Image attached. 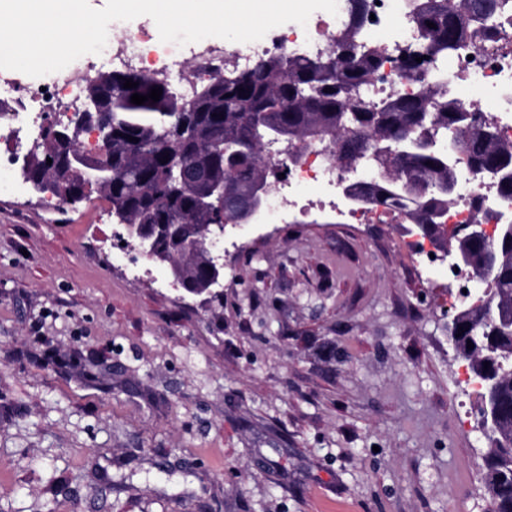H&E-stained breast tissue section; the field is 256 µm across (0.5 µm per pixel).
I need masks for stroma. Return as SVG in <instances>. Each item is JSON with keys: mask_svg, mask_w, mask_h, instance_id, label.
Listing matches in <instances>:
<instances>
[{"mask_svg": "<svg viewBox=\"0 0 512 512\" xmlns=\"http://www.w3.org/2000/svg\"><path fill=\"white\" fill-rule=\"evenodd\" d=\"M111 212L0 196V512H491L410 225H240L205 303Z\"/></svg>", "mask_w": 512, "mask_h": 512, "instance_id": "stroma-1", "label": "stroma"}]
</instances>
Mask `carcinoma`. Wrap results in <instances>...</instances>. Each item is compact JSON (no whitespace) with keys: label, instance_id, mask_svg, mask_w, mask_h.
<instances>
[{"label":"carcinoma","instance_id":"carcinoma-1","mask_svg":"<svg viewBox=\"0 0 512 512\" xmlns=\"http://www.w3.org/2000/svg\"><path fill=\"white\" fill-rule=\"evenodd\" d=\"M367 2L349 0L352 23L323 52L326 66L314 57L278 52L250 69H215L189 98L152 72L99 74L83 96H97L109 118L110 156L103 161L82 153L74 128L64 138L43 133L26 174L41 190L75 205L90 195L86 171L108 165L112 177L96 193L112 204L114 223L150 228L153 257L170 264L184 290L204 302L212 299V259L203 227L217 213L202 208L199 198L209 182H224V223H247L242 202L256 182L270 183L265 159L273 138L281 148L299 140L324 143L351 167L367 161L379 178L362 192V204L397 211L427 236L444 229L448 184L469 169L497 175L499 193L511 197L512 167L501 164L503 157L512 158V143L491 134L494 127L478 122L447 92L448 61L486 38L503 4L407 0L415 47L403 50L389 73L395 90L367 102L360 88L381 78L386 63L383 47L362 26ZM127 79L137 87L124 88ZM155 86L162 89L159 101L131 103L133 94L147 95ZM172 155L201 179L172 173L170 163H161ZM451 239L456 257L478 264L489 251L496 255L494 275L483 281L495 323L489 326L479 311L464 310L452 316L448 331L480 384L477 409L486 416L488 441L483 482L492 512H512V232L490 242ZM480 331L487 335L483 344L467 348Z\"/></svg>","mask_w":512,"mask_h":512}]
</instances>
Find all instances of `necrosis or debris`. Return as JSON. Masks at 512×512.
<instances>
[{
	"label": "necrosis or debris",
	"instance_id": "necrosis-or-debris-1",
	"mask_svg": "<svg viewBox=\"0 0 512 512\" xmlns=\"http://www.w3.org/2000/svg\"><path fill=\"white\" fill-rule=\"evenodd\" d=\"M371 17L364 22L368 34L388 33L385 42L387 57H395L398 50L414 43V31L409 23L405 0H377L370 5ZM350 23L347 0H338L337 14L318 13L309 17L306 25L289 24L280 30L272 44L250 42L232 51L200 42L183 48L176 46L157 51L148 35L135 32L120 39L108 41L103 52L92 55L85 63L77 64L40 79L26 81L18 77L0 75V195L18 194L26 190L25 166L30 154L29 139L41 124L44 113L55 112L57 120H68V113L58 111L59 101L77 103L83 86L94 67L115 71L127 68L161 70L165 79L182 91L192 89L195 81L207 76L217 63L233 61L239 68L253 67L266 56L269 47L309 57L322 52L332 37ZM495 41L482 42L471 52L456 55L449 69L457 80V92H472V111L491 118L500 140L512 142V6L506 8L494 21ZM301 163L285 161L283 156H269L267 162L276 175L270 183L268 212L278 216L290 208L309 211L318 205L337 209L343 188L373 180L374 172L367 163H359L350 170H342L330 147L307 143L302 147ZM296 188L294 196L283 193L284 186ZM480 199V208H473V199ZM512 213V200L498 192L495 178L479 171H467L457 184L453 202L448 207L445 221L465 224L477 214ZM432 247L426 242H414L411 255L423 271L439 270L447 279L448 298L456 300L463 290L474 288L476 278L470 272L431 258Z\"/></svg>",
	"mask_w": 512,
	"mask_h": 512
}]
</instances>
